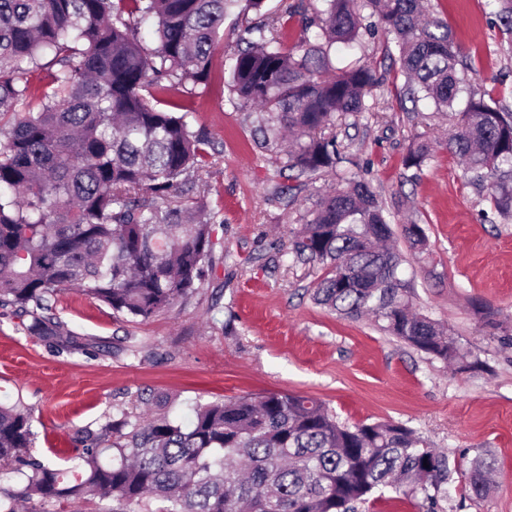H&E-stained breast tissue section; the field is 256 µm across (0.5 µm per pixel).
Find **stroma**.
I'll list each match as a JSON object with an SVG mask.
<instances>
[{
    "mask_svg": "<svg viewBox=\"0 0 512 512\" xmlns=\"http://www.w3.org/2000/svg\"><path fill=\"white\" fill-rule=\"evenodd\" d=\"M323 0H265L237 5L224 18L209 90L191 97L192 129L217 154L193 178V193L223 222L215 230L222 261L172 309L146 320L113 313L77 291L55 313L92 340L87 352L53 353L27 335L21 317L0 316V404L30 415L31 453L58 468L75 464L76 433L143 411L189 420L195 405L288 392L321 402L354 425L399 422L456 460L458 469L435 512H512V218L501 217L490 186H475L446 141L455 119L403 96L405 78L391 38L369 18L352 48L336 46L334 66L367 62L383 81L370 109L336 121L344 160L338 169L300 177L285 167V141L263 139L259 113L230 87L233 56L249 26L292 9L288 44ZM431 9L470 51L468 84L512 110V35L495 0H431ZM432 151L422 169L404 160L418 142ZM359 173L382 202L404 262L413 304L448 325L476 366L432 359L379 329L370 318L343 319L315 299L323 264L290 250L291 231L340 173ZM419 224L416 252L403 234ZM495 465L483 496L469 488L475 457Z\"/></svg>",
    "mask_w": 512,
    "mask_h": 512,
    "instance_id": "35a3bbf8",
    "label": "stroma"
}]
</instances>
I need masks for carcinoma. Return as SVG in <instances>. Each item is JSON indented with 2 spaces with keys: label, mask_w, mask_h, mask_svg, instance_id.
Segmentation results:
<instances>
[{
  "label": "carcinoma",
  "mask_w": 512,
  "mask_h": 512,
  "mask_svg": "<svg viewBox=\"0 0 512 512\" xmlns=\"http://www.w3.org/2000/svg\"><path fill=\"white\" fill-rule=\"evenodd\" d=\"M240 0H0V308L29 318L25 331L59 353L84 351L53 312L78 290L116 314L148 320L192 293L215 262L218 213L183 188L206 165L210 140L188 121L187 86L207 85L225 14ZM306 19L302 45L286 46L275 16L248 29L231 76L262 130L295 137L286 166L298 174L340 162L336 115L369 110L378 83L365 65L333 68L336 43L359 41L369 10L397 48L408 98L452 112L469 56L423 0H325ZM156 25L145 49L137 22ZM152 89V100L142 94ZM456 112V111H454ZM448 147L495 188L512 217V111L469 96ZM428 143L405 158L421 168ZM424 250L418 224L404 225ZM377 194L352 174L316 201L292 236L299 258L327 265L317 301L337 314L374 317L384 332L443 361L470 367L448 329L412 310L402 256ZM29 416L0 406V473L24 490H0V512L18 502L98 500L99 512H356L391 489L420 512L447 493L449 457L402 423L348 426L309 397L282 392L198 405L180 424L124 415L76 433L81 478L30 453ZM491 464L476 459L469 487L487 488Z\"/></svg>",
  "instance_id": "obj_1"
}]
</instances>
